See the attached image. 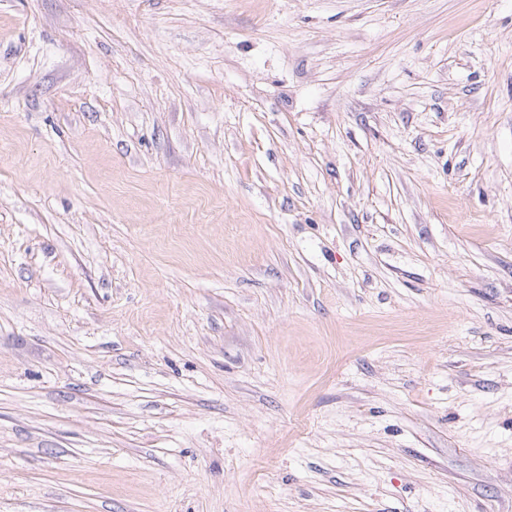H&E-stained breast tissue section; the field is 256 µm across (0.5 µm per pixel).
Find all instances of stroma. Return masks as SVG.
<instances>
[{
  "mask_svg": "<svg viewBox=\"0 0 512 512\" xmlns=\"http://www.w3.org/2000/svg\"><path fill=\"white\" fill-rule=\"evenodd\" d=\"M0 512H512V0H0Z\"/></svg>",
  "mask_w": 512,
  "mask_h": 512,
  "instance_id": "stroma-1",
  "label": "stroma"
}]
</instances>
